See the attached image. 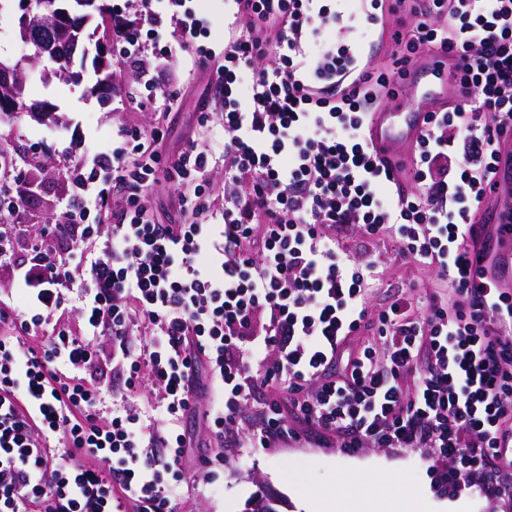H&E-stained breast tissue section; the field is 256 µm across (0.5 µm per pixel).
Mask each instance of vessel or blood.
<instances>
[{"label":"vessel or blood","instance_id":"obj_1","mask_svg":"<svg viewBox=\"0 0 512 512\" xmlns=\"http://www.w3.org/2000/svg\"><path fill=\"white\" fill-rule=\"evenodd\" d=\"M454 58L448 54L422 56L420 69L438 75V82L415 87L423 108L418 112H379L370 126L369 135L383 155L392 156L400 143H413L418 136L426 111L447 103L455 95V84L441 79L452 70ZM469 263L470 286L483 306L499 309L500 294L512 291V226L500 223L497 214L477 219L460 247Z\"/></svg>","mask_w":512,"mask_h":512}]
</instances>
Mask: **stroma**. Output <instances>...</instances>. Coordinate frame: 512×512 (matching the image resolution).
<instances>
[{"label": "stroma", "mask_w": 512, "mask_h": 512, "mask_svg": "<svg viewBox=\"0 0 512 512\" xmlns=\"http://www.w3.org/2000/svg\"><path fill=\"white\" fill-rule=\"evenodd\" d=\"M111 5L112 0H96L95 5L86 9L88 18L81 49L75 53L71 66L72 71L81 75L77 83L45 79V72L52 70L54 64L48 58L36 57L33 46L21 39L19 19L23 10L18 0H10L6 12L0 15V59L25 61L27 102L54 112L46 121L27 115L19 122L0 124L1 147L18 157L35 158L47 164L37 177L27 176L10 185L11 190L29 196L32 212L43 224L56 223L58 213L49 204L66 190L67 169L86 161L91 143H110L113 128L120 125L146 126L152 121L150 113L132 105L133 99L147 94L133 70H126L121 93L106 89L93 94L86 91L96 80L97 67L112 62L111 57L97 55L98 50L112 45L110 23L98 12L99 7ZM203 98L208 99L212 111H221V101L210 95L208 75L198 72L190 76L185 93L169 116L164 148L174 150L188 138L201 137L196 112ZM346 243L356 259L373 262L384 283L370 298L372 312L387 307L396 299L400 287L409 282L419 281L436 291L441 288L434 270L401 260L390 244L363 246L356 231L348 233ZM184 427L197 442L188 451L189 463H197L203 455H220L224 458V470L212 484L181 492L178 512H243L246 500L264 490L284 495L292 512H303L295 495L298 484L332 490L340 486L344 476L370 479L383 473L395 477L394 505L400 512H413L416 503L427 499L440 503L460 498L465 501L466 512H512L511 496H489L469 484L455 489L440 486L436 474L447 470V461L430 458L416 448L345 451L337 447L319 448L311 443L288 448H235L206 429L203 419L185 421Z\"/></svg>", "instance_id": "35a3bbf8"}]
</instances>
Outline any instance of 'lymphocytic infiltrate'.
I'll list each match as a JSON object with an SVG mask.
<instances>
[{
	"label": "lymphocytic infiltrate",
	"mask_w": 512,
	"mask_h": 512,
	"mask_svg": "<svg viewBox=\"0 0 512 512\" xmlns=\"http://www.w3.org/2000/svg\"><path fill=\"white\" fill-rule=\"evenodd\" d=\"M381 6L224 0L217 50L202 42L197 0L113 5L112 85L134 66L155 121L118 127L111 148L70 170L77 191L59 223L32 229L22 198L0 209V512H176L184 419L236 438L244 405L274 383L289 400L261 403L246 447L307 433L345 448H420L449 460L438 476L448 488L512 492L501 454L512 447V337L470 302L457 249L512 135V0H424L391 33L389 67L369 69L360 53ZM441 48L457 57L453 108L428 113L411 162L381 167L370 112L398 96L412 58ZM188 55L215 74L224 110L201 102L203 139L166 153L179 95L157 77ZM161 181L180 223H159L146 201ZM352 230L390 235L457 300L413 282L417 300L370 316L381 281L341 243ZM65 310L80 331L62 324L48 343H19ZM365 328L383 355H344ZM340 361L343 375H330ZM144 389L155 396L146 409Z\"/></svg>",
	"instance_id": "lymphocytic-infiltrate-1"
}]
</instances>
